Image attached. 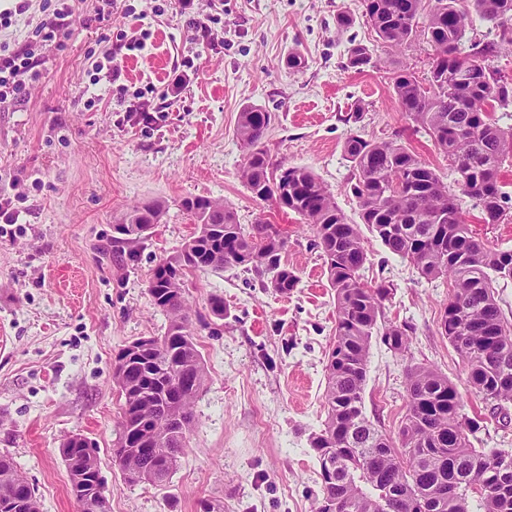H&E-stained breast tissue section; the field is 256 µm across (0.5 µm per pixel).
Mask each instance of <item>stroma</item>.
<instances>
[{
    "mask_svg": "<svg viewBox=\"0 0 512 512\" xmlns=\"http://www.w3.org/2000/svg\"><path fill=\"white\" fill-rule=\"evenodd\" d=\"M214 41L194 40L187 15L171 0H119L111 27L90 22L78 0L62 48L50 51L27 102L0 109V195L28 212L0 230V452L9 454L41 501L42 512H76L59 448L80 434L97 448L111 512H312L318 465L308 436L325 418V365L336 299L324 263L308 250L300 216L253 198L240 178L236 137L245 106L273 116L267 144L275 160L313 171L351 222V172L343 152L349 131L389 140L409 125L393 97L388 69L344 66L350 40L373 46L375 59L407 65L426 80L432 50L422 41L395 52L376 42L364 18L336 29L352 0H223ZM147 34L145 50L120 58L124 103L103 95L86 108L90 54L106 32ZM299 52L301 67L288 65ZM193 58L177 97L151 122L138 105L166 90L183 57ZM363 110L355 125L343 118ZM188 196L224 200L240 223L262 218L288 235L284 260L297 288L263 290L239 267L193 272L186 291L196 314L224 300V320L196 326L207 380L180 466L162 487L126 485L112 463L120 400L112 364L130 342L165 332L148 281L160 259L180 251L194 231L182 210ZM160 200L166 212L139 245L137 263L99 254L113 226L134 206ZM367 281L390 284L382 324H406L412 342L397 355L373 340L365 386L367 415L397 430L406 410L405 368L427 365L462 392L468 416L486 414L469 392L465 364L440 329L448 283L421 277L366 235Z\"/></svg>",
    "mask_w": 512,
    "mask_h": 512,
    "instance_id": "1",
    "label": "stroma"
}]
</instances>
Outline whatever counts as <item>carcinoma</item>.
I'll return each instance as SVG.
<instances>
[{
	"mask_svg": "<svg viewBox=\"0 0 512 512\" xmlns=\"http://www.w3.org/2000/svg\"><path fill=\"white\" fill-rule=\"evenodd\" d=\"M462 0H356L336 14L344 31L361 12L378 40L396 50L424 40L432 49L428 84L407 67L392 70V93L416 132L429 136L457 175L448 187L428 162L400 139L375 141L351 132L343 142L351 163L346 188L359 206L361 223L348 220L334 195L312 171L273 160L266 144L272 113L246 107L236 134L246 151L241 179L254 198L301 216L313 229L310 247L326 266L335 292L334 342L328 353L326 418L309 436L319 470L314 512H379L380 494L392 512H512V471L499 470L512 450L478 448L471 437L480 423L464 413V399L447 376L431 366L406 368V412L396 435L367 416L364 392L371 340L390 287L362 280L369 261L361 225L387 251L407 261L427 280L451 285L441 333L464 359L466 384L484 402H512V322L504 316L495 283L512 279V249L487 246L465 222L471 206L484 224L512 222V208L501 189V165L512 152V128L501 127L496 108L512 104V80L494 65L512 47V0H470L474 11L495 24L497 38L464 46L470 12ZM344 65L363 72L378 67L369 46L351 42ZM181 207L198 224L194 236L153 269L148 292L167 315L164 335L153 338L150 359L116 356L112 382L122 399L112 462L129 486L165 485L177 470L194 419L206 369L195 341L192 305L184 279L193 272L227 265L253 272L261 286L286 294L300 282L282 262L288 238L261 219L246 226L224 202L186 197ZM157 202L135 207L112 238L115 254L135 264L134 244L142 230L159 223ZM387 348H409L405 325L383 329ZM80 434L68 436L59 452L69 467L70 493L77 488L101 498L110 512L105 477L97 454L79 449ZM0 512H41L37 491L13 458L0 453Z\"/></svg>",
	"mask_w": 512,
	"mask_h": 512,
	"instance_id": "cac0c4a2",
	"label": "carcinoma"
}]
</instances>
